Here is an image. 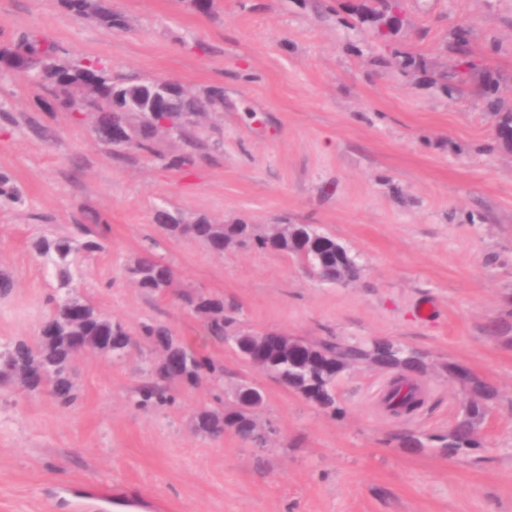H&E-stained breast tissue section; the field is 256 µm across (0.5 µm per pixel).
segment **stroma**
Masks as SVG:
<instances>
[{
    "instance_id": "obj_1",
    "label": "stroma",
    "mask_w": 512,
    "mask_h": 512,
    "mask_svg": "<svg viewBox=\"0 0 512 512\" xmlns=\"http://www.w3.org/2000/svg\"><path fill=\"white\" fill-rule=\"evenodd\" d=\"M366 2L212 0L203 13L190 0H109L120 23L110 29L60 0H0V49L34 34L125 82L223 98L189 136L114 148L90 113L0 66V174L15 190L0 199V274L14 284L0 294V349L39 335L61 292L35 242L95 222L107 239L78 253L72 286L134 337L120 359L74 356L73 408L0 386V512H99L103 494L110 512L125 500L158 512H512V335L497 329L512 324V146L474 92L490 80L512 100V0H401L386 42L360 15ZM456 30L478 65L464 85L449 79ZM187 153L192 164L176 165ZM161 210L309 224L355 256L360 276L329 285L276 251L219 255L162 231ZM149 246L175 271L163 295L128 274ZM182 291L223 297L241 329L410 348L424 404L389 415L375 395L392 370L359 366L336 383L340 413L315 408L214 342ZM149 321L222 366L226 391L262 390L266 448L195 431L197 408L214 403L207 379L173 384L174 405H135L160 357L138 336ZM451 364L496 390L476 446L458 454L440 443L469 400ZM408 432L429 441L411 447Z\"/></svg>"
}]
</instances>
